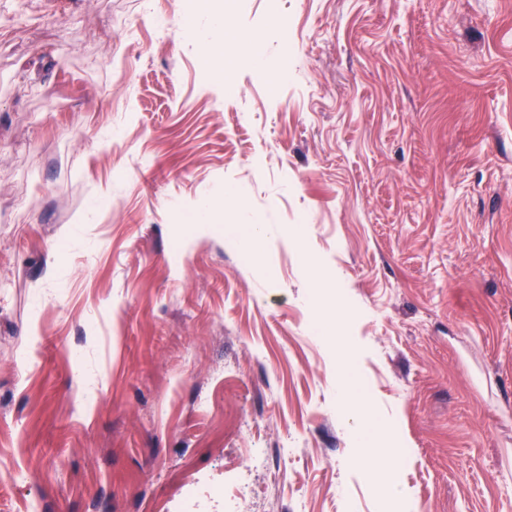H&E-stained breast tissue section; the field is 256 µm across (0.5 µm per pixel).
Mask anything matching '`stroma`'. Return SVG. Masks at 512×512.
Wrapping results in <instances>:
<instances>
[{
	"instance_id": "1",
	"label": "stroma",
	"mask_w": 512,
	"mask_h": 512,
	"mask_svg": "<svg viewBox=\"0 0 512 512\" xmlns=\"http://www.w3.org/2000/svg\"><path fill=\"white\" fill-rule=\"evenodd\" d=\"M210 7L287 77L0 0V512H389L350 346L418 512H512V0Z\"/></svg>"
}]
</instances>
